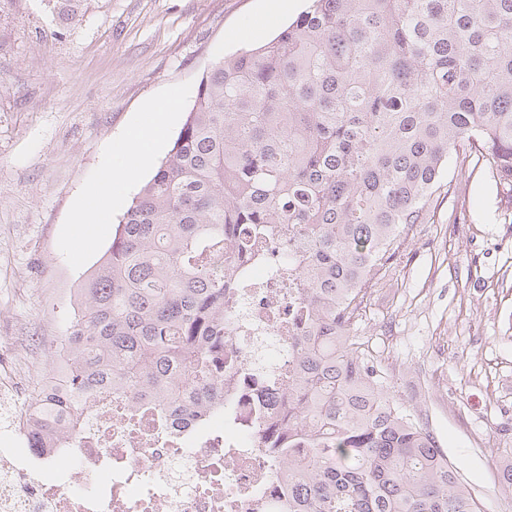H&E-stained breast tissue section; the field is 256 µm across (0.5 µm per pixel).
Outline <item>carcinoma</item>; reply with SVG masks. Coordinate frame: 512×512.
Listing matches in <instances>:
<instances>
[{"instance_id": "carcinoma-1", "label": "carcinoma", "mask_w": 512, "mask_h": 512, "mask_svg": "<svg viewBox=\"0 0 512 512\" xmlns=\"http://www.w3.org/2000/svg\"><path fill=\"white\" fill-rule=\"evenodd\" d=\"M72 21L85 0H47ZM477 157L512 195V0H312L204 72L172 149L80 288L63 345L81 409L102 385L185 415L224 403L239 263L303 226L306 332L271 447L288 512H480L430 431L369 366L354 324L404 230L431 224ZM512 488V448L497 457Z\"/></svg>"}]
</instances>
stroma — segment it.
I'll use <instances>...</instances> for the list:
<instances>
[{"mask_svg": "<svg viewBox=\"0 0 512 512\" xmlns=\"http://www.w3.org/2000/svg\"><path fill=\"white\" fill-rule=\"evenodd\" d=\"M278 2L89 0L64 28L45 0H0V347H16L18 368L48 372L82 283L153 174L113 182L103 223H74L107 172L127 164L130 128L155 102L179 98L154 155L162 160L203 71L307 5ZM448 175L466 177L465 197L406 231L356 334L376 367L397 364L391 394L459 465L482 512H512L494 458L512 434V200L483 170L452 165Z\"/></svg>", "mask_w": 512, "mask_h": 512, "instance_id": "obj_1", "label": "stroma"}]
</instances>
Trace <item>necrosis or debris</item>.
Segmentation results:
<instances>
[{
  "mask_svg": "<svg viewBox=\"0 0 512 512\" xmlns=\"http://www.w3.org/2000/svg\"><path fill=\"white\" fill-rule=\"evenodd\" d=\"M301 245L267 237L242 265L225 308L222 411L179 418L106 387L86 397L78 422L55 419L39 445L43 396L70 392L67 351L57 349L33 396L0 388V512H276L284 463L266 425L280 401L261 383L296 369L301 279L282 270Z\"/></svg>",
  "mask_w": 512,
  "mask_h": 512,
  "instance_id": "necrosis-or-debris-1",
  "label": "necrosis or debris"
}]
</instances>
